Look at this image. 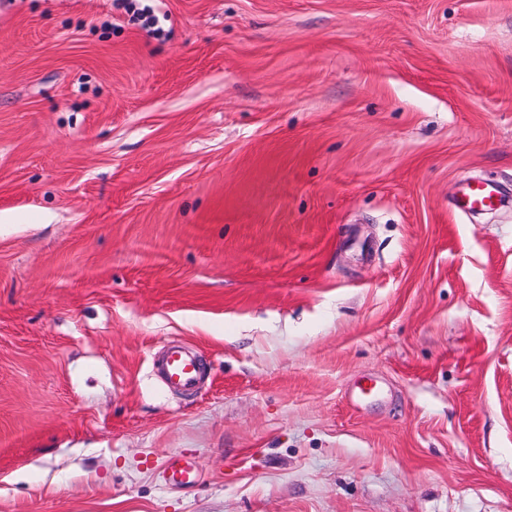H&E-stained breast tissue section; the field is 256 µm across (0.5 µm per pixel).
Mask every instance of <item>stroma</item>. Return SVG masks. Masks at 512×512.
<instances>
[{
    "label": "stroma",
    "instance_id": "stroma-1",
    "mask_svg": "<svg viewBox=\"0 0 512 512\" xmlns=\"http://www.w3.org/2000/svg\"><path fill=\"white\" fill-rule=\"evenodd\" d=\"M151 4L0 0V512H512V0ZM497 201H499L497 188L486 183L468 182L462 187L456 199V206L466 213L491 208ZM154 368L166 387L179 390L194 388L202 371L199 360L178 343L167 348ZM166 479L174 484L193 485L199 479V473L190 460L183 459L174 463L166 471Z\"/></svg>",
    "mask_w": 512,
    "mask_h": 512
}]
</instances>
